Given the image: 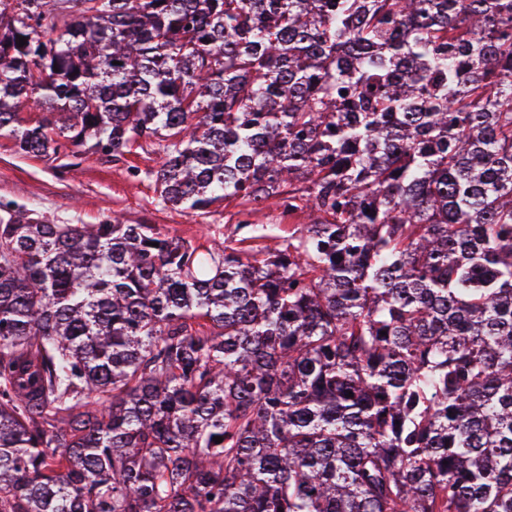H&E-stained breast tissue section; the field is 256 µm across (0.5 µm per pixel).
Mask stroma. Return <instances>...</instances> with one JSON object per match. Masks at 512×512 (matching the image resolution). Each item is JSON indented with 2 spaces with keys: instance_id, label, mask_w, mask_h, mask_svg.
<instances>
[{
  "instance_id": "35a3bbf8",
  "label": "stroma",
  "mask_w": 512,
  "mask_h": 512,
  "mask_svg": "<svg viewBox=\"0 0 512 512\" xmlns=\"http://www.w3.org/2000/svg\"><path fill=\"white\" fill-rule=\"evenodd\" d=\"M159 165L146 146L112 161L81 148L51 160L19 153L15 140L0 135V204L29 207L57 224H155L169 235L206 246L231 234L242 209L235 199L215 202L197 216L164 206L152 171Z\"/></svg>"
}]
</instances>
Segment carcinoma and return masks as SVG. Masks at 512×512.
I'll list each match as a JSON object with an SVG mask.
<instances>
[{
  "mask_svg": "<svg viewBox=\"0 0 512 512\" xmlns=\"http://www.w3.org/2000/svg\"><path fill=\"white\" fill-rule=\"evenodd\" d=\"M2 133L311 219L1 208L0 512H512V0H0ZM253 207L254 211L250 216L252 224H280L279 228L275 231L283 236L288 235V230L292 231L294 224L309 223L308 211L288 216V214L282 215L279 211L264 205H253Z\"/></svg>",
  "mask_w": 512,
  "mask_h": 512,
  "instance_id": "obj_1",
  "label": "carcinoma"
}]
</instances>
